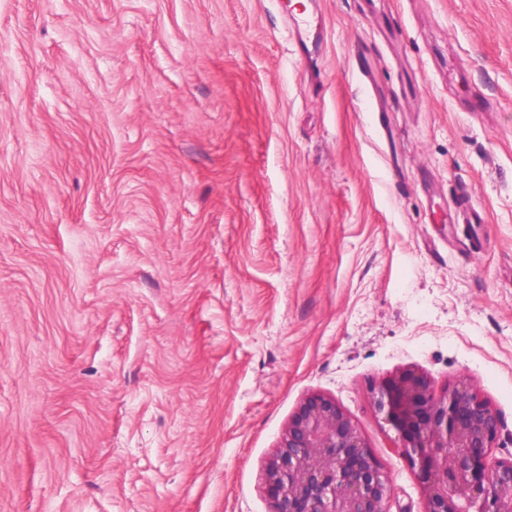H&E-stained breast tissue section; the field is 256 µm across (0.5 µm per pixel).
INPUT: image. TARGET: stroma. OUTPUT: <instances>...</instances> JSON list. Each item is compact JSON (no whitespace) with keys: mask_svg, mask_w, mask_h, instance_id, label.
<instances>
[{"mask_svg":"<svg viewBox=\"0 0 512 512\" xmlns=\"http://www.w3.org/2000/svg\"><path fill=\"white\" fill-rule=\"evenodd\" d=\"M310 19L0 0V512H269L312 392L426 512L369 391L407 369L512 456V0Z\"/></svg>","mask_w":512,"mask_h":512,"instance_id":"obj_1","label":"stroma"}]
</instances>
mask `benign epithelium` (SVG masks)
I'll return each instance as SVG.
<instances>
[{
	"instance_id": "1",
	"label": "benign epithelium",
	"mask_w": 512,
	"mask_h": 512,
	"mask_svg": "<svg viewBox=\"0 0 512 512\" xmlns=\"http://www.w3.org/2000/svg\"><path fill=\"white\" fill-rule=\"evenodd\" d=\"M427 498L426 512H512V457L490 459L499 417L467 378L438 389L405 371L372 389ZM270 512H389L391 479L336 400L298 405L265 466Z\"/></svg>"
}]
</instances>
